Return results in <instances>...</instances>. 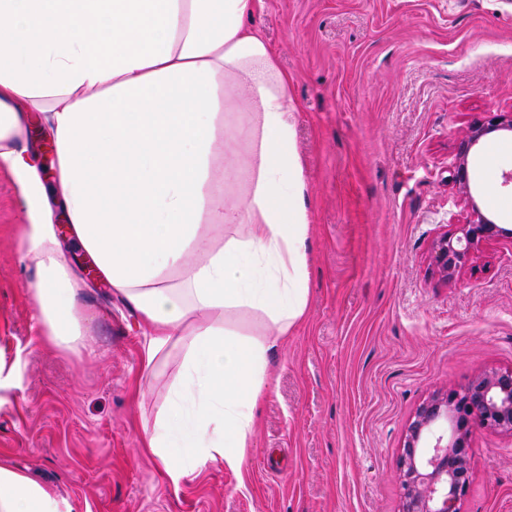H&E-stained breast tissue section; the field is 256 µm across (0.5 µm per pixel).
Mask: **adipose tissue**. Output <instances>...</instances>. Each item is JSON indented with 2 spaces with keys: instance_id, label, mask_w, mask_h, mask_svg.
<instances>
[{
  "instance_id": "adipose-tissue-1",
  "label": "adipose tissue",
  "mask_w": 512,
  "mask_h": 512,
  "mask_svg": "<svg viewBox=\"0 0 512 512\" xmlns=\"http://www.w3.org/2000/svg\"><path fill=\"white\" fill-rule=\"evenodd\" d=\"M262 0H0V161L20 177L19 255L47 344L76 350L88 320L63 257L32 117L56 151L62 207L101 278L136 313L142 372L181 346L177 381L144 427L173 484L239 468L268 387L267 359L308 304L305 177L292 87L259 24ZM246 189L213 185L216 161ZM178 273L177 282L166 279ZM263 319L241 332L237 312ZM0 512H73L0 465Z\"/></svg>"
}]
</instances>
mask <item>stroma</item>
<instances>
[{
  "label": "stroma",
  "instance_id": "1",
  "mask_svg": "<svg viewBox=\"0 0 512 512\" xmlns=\"http://www.w3.org/2000/svg\"><path fill=\"white\" fill-rule=\"evenodd\" d=\"M260 23L292 79L311 216L304 319L270 355L241 468L172 484L139 434L184 351L132 391L144 338L91 283L80 353L48 347L28 296L22 186L0 161V460L74 512H401L406 429L431 396L512 367V242L483 245L451 280L431 243L468 202L512 226V132L469 157L467 128L512 113V6L504 0H263ZM460 512H512V435L475 430ZM498 131H512L511 112L496 114L483 123H476L469 127L458 144L455 165V182L457 184L463 185V188L469 187V155L488 135Z\"/></svg>",
  "mask_w": 512,
  "mask_h": 512
}]
</instances>
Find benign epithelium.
Segmentation results:
<instances>
[{
	"instance_id": "7a95c632",
	"label": "benign epithelium",
	"mask_w": 512,
	"mask_h": 512,
	"mask_svg": "<svg viewBox=\"0 0 512 512\" xmlns=\"http://www.w3.org/2000/svg\"><path fill=\"white\" fill-rule=\"evenodd\" d=\"M498 131H512L511 112L469 127L458 144L457 184L469 187V155ZM469 204L468 220L438 233L432 243L434 266L446 280L454 278L484 243L512 242V228L484 215L474 200ZM477 427L512 434V368L482 374L462 391L434 396L417 409L400 456L402 512H459L457 504L470 484L469 450Z\"/></svg>"
}]
</instances>
